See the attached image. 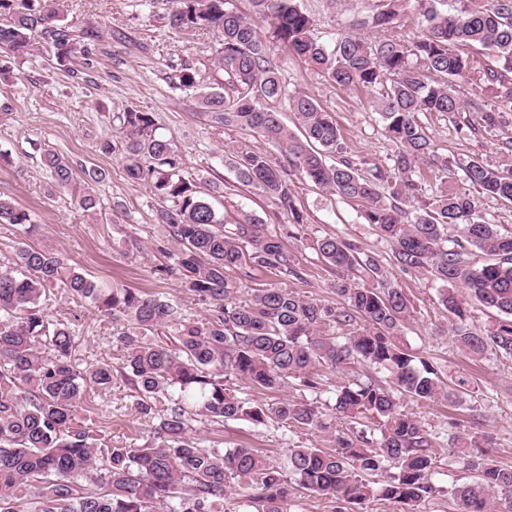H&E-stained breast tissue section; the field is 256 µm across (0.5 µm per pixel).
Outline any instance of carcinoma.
I'll use <instances>...</instances> for the list:
<instances>
[{
  "label": "carcinoma",
  "mask_w": 512,
  "mask_h": 512,
  "mask_svg": "<svg viewBox=\"0 0 512 512\" xmlns=\"http://www.w3.org/2000/svg\"><path fill=\"white\" fill-rule=\"evenodd\" d=\"M175 2L171 28L216 29L222 36L214 64L224 72L227 90L199 93L201 114L262 137L315 186L361 205L365 222L391 246L394 265L407 273L427 271L441 283L439 302L465 357L512 358V232H501L480 209L483 197L512 203V165L473 158L462 165L460 185L448 176V160L436 155L419 119L424 112L448 115L477 134L512 112V0H378L375 9L345 25L333 45L315 37V20L300 0H250L249 16L233 0ZM410 16L422 27L413 41L401 34ZM0 17L6 18L0 50L7 54L28 53L38 32L52 40L60 65L75 58L61 0H0ZM258 22L331 83L380 90L373 110L385 137L398 146L390 168H360L344 156L336 120L304 92L288 89L270 45L257 35ZM365 31L376 33L375 39ZM477 47L482 56L465 53ZM471 73L496 104L477 94L463 97L459 80ZM284 103L297 120L293 130L280 120ZM122 121L129 132L125 174L146 183L164 203L158 220L177 246L178 270L186 288L211 304L210 315L196 322L159 296L105 289L75 270L64 273L52 248H20L14 268L0 270V512H220L229 477L259 506L257 512H288L289 484L279 470L252 448L199 447L180 408L159 423V442L114 448L98 466V449L70 425L87 388L110 386L112 367L92 364L80 371L73 365L71 330L50 322L41 307L46 290L57 286L131 325L120 342L139 413L150 414L151 398L177 388L194 393L201 412L213 419L330 433V448L290 449L296 484L337 503L335 512H367L373 501L396 512H419L436 491V441L401 413L400 401L455 404L460 395L403 342L412 305L383 260L325 236L313 249L335 275L340 301L324 304L285 288L240 295L227 272L250 265L294 275L295 255L261 218L227 220L211 194L183 178L172 145L153 134L151 113L129 109ZM427 160L441 173L438 193L429 199L418 175ZM41 163L56 188L70 187L73 168L65 157L48 150ZM232 166L242 183L273 199L292 223H304L286 169L246 145ZM0 224L33 221L0 198ZM476 251L485 256L478 266ZM477 303L498 315L483 329L469 325ZM172 325V341L144 340ZM326 325L342 335H323ZM358 367L371 372L336 385L333 410L351 427L335 434L311 403L288 399L267 407L239 398L224 384L237 378L275 391L293 380L318 393L327 374ZM480 447L470 433L448 441V455L474 474L472 482L448 488L453 512H498L495 500L512 503V468L494 464Z\"/></svg>",
  "instance_id": "cac0c4a2"
}]
</instances>
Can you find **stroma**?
Instances as JSON below:
<instances>
[{"label":"stroma","instance_id":"obj_1","mask_svg":"<svg viewBox=\"0 0 512 512\" xmlns=\"http://www.w3.org/2000/svg\"><path fill=\"white\" fill-rule=\"evenodd\" d=\"M301 2L314 15L318 35L331 44L344 21L365 12L370 0H343L333 8L327 0ZM173 7V0H66L65 22L74 35L89 30L96 34L88 44V58H77L69 69L59 67L52 44L38 36L29 54L12 59L16 77L0 84V152L11 158L10 163L0 164V196L26 210L34 225L27 229L0 224V266L10 265L21 246L51 247L65 266L102 287L134 288L177 302L192 319L207 317V304L185 288L174 268L176 248L158 222L159 198L148 185L129 180L124 172L127 130L120 117L130 108L151 113L155 136L173 144L184 178L204 190L218 187L215 205L221 212L261 217L269 231L296 254L294 276L263 269L248 274L230 271L241 291L282 287L325 304L336 303L334 276L312 248L313 240L327 235L349 240L386 262L390 276L412 304L405 340L440 370L447 383L461 387L463 403L458 407L408 398L400 405L402 413L418 419L437 442L434 483L438 492L422 504V512H452L447 488L464 482L467 473L448 455L450 436L478 432L487 457L512 466V361L492 354L479 362L461 357L453 342L451 320L438 300L439 282L429 273L407 274L392 265L389 245L374 226L365 223L358 205L317 188L299 170L289 169L296 205L305 217L297 229L272 199L239 181L230 160L241 145L265 153L278 165L285 159L260 136L225 129L200 114L197 92L224 85V74L214 65L219 38L208 31L170 28L168 15ZM273 52L289 88L305 92L334 115L350 156L389 167L396 146L385 138L367 92L331 83L281 45H274ZM184 71L194 75V88L180 86L177 77ZM505 120L504 126L466 136L451 118L421 116L438 153L447 157L455 173L472 158L504 163L501 143L512 138V112L506 113ZM105 142L112 144L111 152L102 151ZM47 150L70 161L74 180L69 189L51 188L40 163ZM92 169L102 172V181H88L86 173ZM87 191L97 198L92 212L77 204ZM42 308L50 321L70 328L72 360L78 368L104 362L112 367L111 386L88 391L73 420L75 428L85 431L101 450L136 448L152 441L160 421L175 407L183 409L188 432L200 447L244 445L283 472L288 469L290 449L323 442L308 430L274 422H211L200 414L195 396L177 390L157 396L151 414L140 415L135 409L138 393L119 341L122 323L59 287L48 292ZM230 386L238 396L270 406L289 398L307 399L337 429L345 427L332 410V391L314 394L291 384L263 392L236 379Z\"/></svg>","mask_w":512,"mask_h":512}]
</instances>
